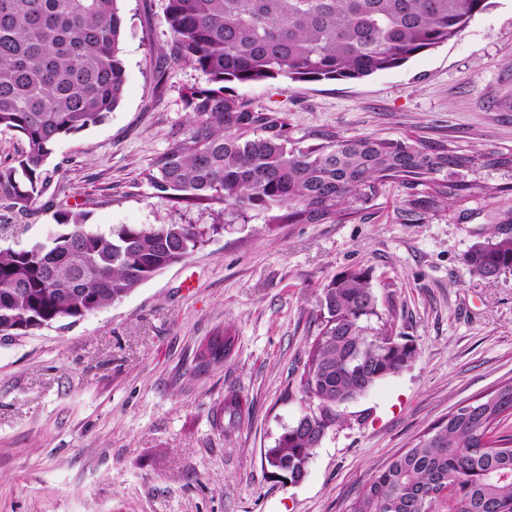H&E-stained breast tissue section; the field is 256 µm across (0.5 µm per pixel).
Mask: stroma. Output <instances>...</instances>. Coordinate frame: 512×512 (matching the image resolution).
<instances>
[{
    "label": "stroma",
    "mask_w": 512,
    "mask_h": 512,
    "mask_svg": "<svg viewBox=\"0 0 512 512\" xmlns=\"http://www.w3.org/2000/svg\"><path fill=\"white\" fill-rule=\"evenodd\" d=\"M128 80L108 120L61 142L46 168L63 206L92 228L205 224L187 260L76 323L0 339V512H347L374 470L447 420L459 403L512 380V269L487 279L463 257L512 234V170L461 181L482 193L445 204L405 203L386 184L353 220L267 225L264 215L216 227L204 208L157 196L140 174L186 121L199 80L171 64L164 0H120ZM295 129L399 139L465 151H512V0H491L457 37L362 80L235 85ZM51 212L0 224V248L55 233ZM365 270L380 311L416 356L337 406L338 421L285 482L264 453L308 408L299 391L327 285ZM237 333L224 363L199 368V344ZM247 395L249 417L225 431L224 394Z\"/></svg>",
    "instance_id": "35a3bbf8"
}]
</instances>
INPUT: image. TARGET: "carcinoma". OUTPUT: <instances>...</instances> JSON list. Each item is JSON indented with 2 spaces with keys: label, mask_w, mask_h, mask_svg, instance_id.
Wrapping results in <instances>:
<instances>
[{
  "label": "carcinoma",
  "mask_w": 512,
  "mask_h": 512,
  "mask_svg": "<svg viewBox=\"0 0 512 512\" xmlns=\"http://www.w3.org/2000/svg\"><path fill=\"white\" fill-rule=\"evenodd\" d=\"M490 0H164L172 62L192 66L200 80L187 89L184 128L141 173L158 194L187 207L221 206L224 223L263 214L268 224H325L357 215L386 182L409 190L406 203H446L470 189L452 174L475 167L512 169V152L464 153L417 136H345L324 129L300 133L280 109L256 107L225 92L226 84L359 80L398 68L460 33ZM124 20L118 0H0V131L24 148L0 161V211L54 210L60 230L29 245L0 249V330L26 336L75 322L122 300L205 242L198 224L88 227V213L54 209L45 163L63 139L101 124L120 103L126 69L120 56ZM464 263L479 276L512 268V236L473 246ZM327 316L310 345L300 390L319 411L315 424H336V406L407 367L413 344L365 351L366 368L347 372L351 351L371 330L393 331L392 314L375 306L366 274L351 270L324 289ZM236 331L227 326L199 346V365L224 362ZM453 408L448 421L375 470L348 512H435L443 481L456 512H512V439L491 438L512 416V381ZM237 390L224 394L229 428L249 415ZM319 445L309 428L291 424L267 464L301 482Z\"/></svg>",
  "instance_id": "cac0c4a2"
}]
</instances>
